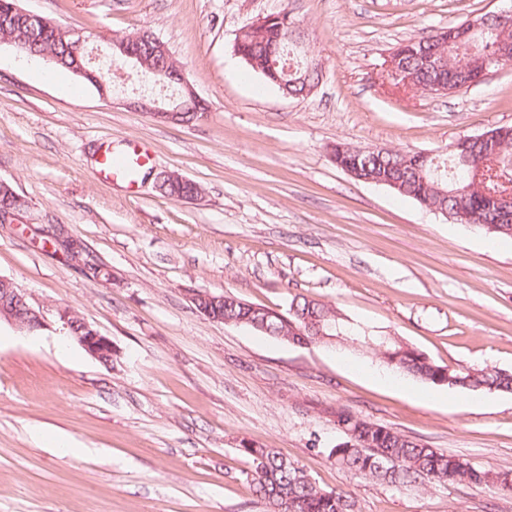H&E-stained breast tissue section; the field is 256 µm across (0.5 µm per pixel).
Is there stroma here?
Instances as JSON below:
<instances>
[{"instance_id":"stroma-1","label":"stroma","mask_w":512,"mask_h":512,"mask_svg":"<svg viewBox=\"0 0 512 512\" xmlns=\"http://www.w3.org/2000/svg\"><path fill=\"white\" fill-rule=\"evenodd\" d=\"M62 24L116 39L154 31L205 115L182 126L130 109L172 88L126 83L108 95L0 45V180L24 200L0 224V275L47 324L0 323V512H266L249 488V442L274 448L356 512H512L485 485L395 488L352 477L328 453L343 409L475 466L512 471V393L437 386L386 370L368 349L296 345L209 320L201 291L287 312L303 295L345 323L391 336L456 371L512 372V238L448 220L336 165L337 143L444 152L512 126V68L432 96L388 78L398 43L512 7V0H20ZM288 11L323 78L283 96L235 54L239 30ZM148 148L137 183L103 181L104 144ZM199 183L162 194L161 175ZM83 241L98 278L54 245ZM112 341L103 365L59 312ZM68 438V449L52 444Z\"/></svg>"}]
</instances>
